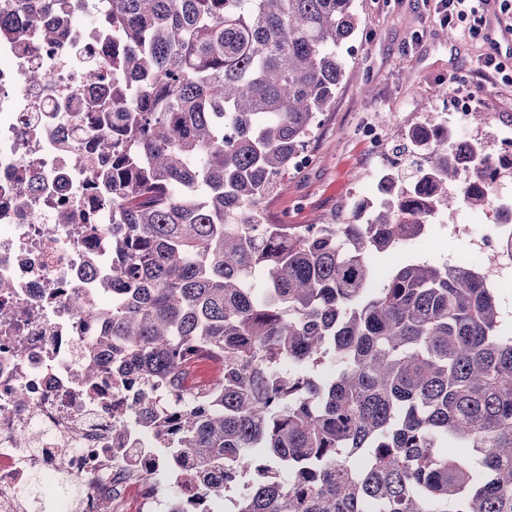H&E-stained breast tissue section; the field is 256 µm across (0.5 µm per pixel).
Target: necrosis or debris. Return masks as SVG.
I'll list each match as a JSON object with an SVG mask.
<instances>
[{
    "instance_id": "1",
    "label": "necrosis or debris",
    "mask_w": 512,
    "mask_h": 512,
    "mask_svg": "<svg viewBox=\"0 0 512 512\" xmlns=\"http://www.w3.org/2000/svg\"><path fill=\"white\" fill-rule=\"evenodd\" d=\"M105 11L103 0H66L62 47L18 13L19 40H0V307L13 315L0 323V512H29L35 475L41 512H171L174 485L185 512L196 507L194 475L183 464L174 474L167 469L127 383L108 372L96 382L86 376L109 316L100 283L112 271V211L90 164L73 153L91 122L82 71L112 49L92 23ZM500 143L483 230L454 227L485 256L482 272L496 286L512 282V258L492 254L512 226V136ZM63 208L71 223H57ZM75 297L83 313L74 311ZM118 429L127 440L117 448ZM63 476L80 480L83 493L59 495Z\"/></svg>"
}]
</instances>
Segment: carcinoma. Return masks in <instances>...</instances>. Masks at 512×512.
<instances>
[{"mask_svg":"<svg viewBox=\"0 0 512 512\" xmlns=\"http://www.w3.org/2000/svg\"><path fill=\"white\" fill-rule=\"evenodd\" d=\"M57 2L14 7L39 21ZM354 2L108 0L116 48L86 71L98 93L76 153L112 206L101 288L120 302L95 345L160 447L208 475L204 498L251 483L235 512H512V328L493 289L429 260L368 287L428 207L484 209L482 147L462 167L442 124L402 133L421 160L386 173L368 224L263 213L334 101ZM202 360L219 378L195 404L144 400Z\"/></svg>","mask_w":512,"mask_h":512,"instance_id":"cac0c4a2","label":"carcinoma"}]
</instances>
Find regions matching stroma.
<instances>
[{
  "instance_id": "1",
  "label": "stroma",
  "mask_w": 512,
  "mask_h": 512,
  "mask_svg": "<svg viewBox=\"0 0 512 512\" xmlns=\"http://www.w3.org/2000/svg\"><path fill=\"white\" fill-rule=\"evenodd\" d=\"M355 4L361 25L341 49L346 74L336 99L308 140L313 163L280 177L264 203L269 221L284 216L292 224H318L335 216L363 189L369 175L385 165L384 155L363 137V127L385 124L395 139L409 126L437 118L448 111L449 98L458 94L449 76L466 78L479 108L496 113L499 126L512 123V86L498 75L477 74L472 67L487 44L448 33L427 0ZM439 85L447 86V97L433 96ZM365 86L373 89V102L364 101Z\"/></svg>"
}]
</instances>
